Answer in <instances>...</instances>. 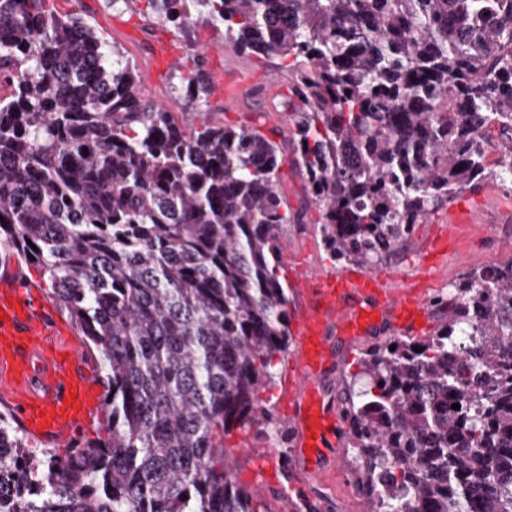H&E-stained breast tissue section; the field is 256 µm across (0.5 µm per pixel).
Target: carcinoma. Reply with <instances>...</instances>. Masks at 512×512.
<instances>
[{
	"mask_svg": "<svg viewBox=\"0 0 512 512\" xmlns=\"http://www.w3.org/2000/svg\"><path fill=\"white\" fill-rule=\"evenodd\" d=\"M142 2L288 76L292 164L344 266L506 180L512 0H108ZM180 82L201 110L203 61ZM139 85L82 17L0 0V247L47 276L105 388L103 436L65 457L0 412V512H268L224 437L273 421L262 394L288 356L284 157L255 127L180 124ZM493 122L492 168L474 143ZM357 366L344 415L367 512H512V260L456 284L434 335Z\"/></svg>",
	"mask_w": 512,
	"mask_h": 512,
	"instance_id": "carcinoma-1",
	"label": "carcinoma"
}]
</instances>
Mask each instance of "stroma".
Here are the masks:
<instances>
[{"label":"stroma","instance_id":"35a3bbf8","mask_svg":"<svg viewBox=\"0 0 512 512\" xmlns=\"http://www.w3.org/2000/svg\"><path fill=\"white\" fill-rule=\"evenodd\" d=\"M55 7L60 13H78L87 18L112 47L129 58L139 74L150 75V82L140 85L142 93L182 118L187 115L180 91V75L185 70L183 59L192 55L195 48H206L204 67L212 82V93L205 110L211 120L255 126L278 143L283 153H290L289 117L287 113L274 111L275 96L267 92L274 68L255 56L225 47L223 31L197 19L181 31L158 19L145 21L138 12L111 6L107 0H55ZM240 74L247 76L254 89L253 95L225 101V77ZM279 176L281 190L292 210L304 213L301 223L284 224L279 228L284 279H291L302 266L323 272L339 271V264L330 258L322 244L319 214L308 204L301 173L287 160L282 163ZM465 206L469 217L479 220L470 239L435 250L434 244L443 230L446 215V207L441 204L414 225L396 252L380 264L381 269L396 273L402 283L421 289L429 303L431 325L435 328L448 319V306L443 298L455 282L485 267L491 260L502 263L512 260V222L502 219L503 209L512 206V192L503 191L495 197L475 195L466 199ZM287 383V378H279L271 392L268 408L275 416L271 425L247 433L234 432L225 441L238 460L240 483L248 482L256 459L274 450L283 454L288 451V434L278 416L280 398ZM308 493L323 502L322 512L366 510L363 499L351 493L335 474L313 483Z\"/></svg>","mask_w":512,"mask_h":512}]
</instances>
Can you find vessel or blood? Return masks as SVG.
Instances as JSON below:
<instances>
[{"label": "vessel or blood", "mask_w": 512, "mask_h": 512, "mask_svg": "<svg viewBox=\"0 0 512 512\" xmlns=\"http://www.w3.org/2000/svg\"><path fill=\"white\" fill-rule=\"evenodd\" d=\"M306 300L292 326L293 380L282 418L293 438L288 450L292 489H305L324 468L346 474L339 453L343 417L320 387L335 359L332 331L347 339L386 327L415 331L425 322L423 299L406 295L387 271L351 267L337 273L302 269ZM75 331L62 325L39 291L13 275L0 276V399L25 430L61 444L93 424L102 392L73 349Z\"/></svg>", "instance_id": "1"}]
</instances>
